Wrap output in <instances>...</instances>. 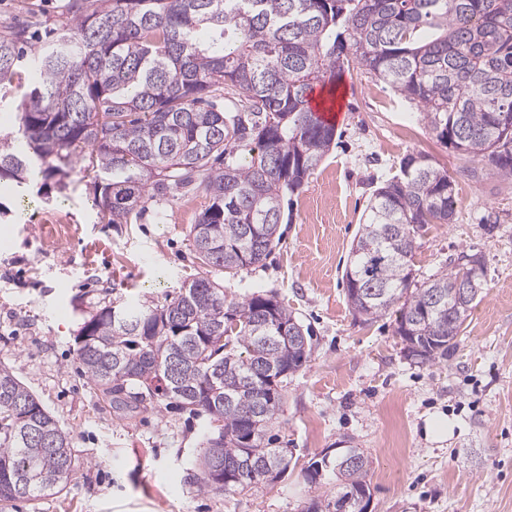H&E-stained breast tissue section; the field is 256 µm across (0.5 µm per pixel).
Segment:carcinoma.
Instances as JSON below:
<instances>
[{
	"mask_svg": "<svg viewBox=\"0 0 512 512\" xmlns=\"http://www.w3.org/2000/svg\"><path fill=\"white\" fill-rule=\"evenodd\" d=\"M68 15L28 58L26 28L0 32V86L22 65L32 80L19 137L0 138V184L66 177L79 161L109 224L136 222L147 195L202 191L210 204L190 235L203 268L235 273L271 253L283 193L335 140L309 94L353 64L416 103L439 142L512 176V0H68ZM454 197L447 171L406 156L374 190L345 269L353 313L369 322L400 305L396 334L420 363L448 357L475 302L448 317V292L477 258L464 251L410 289L414 235L452 223ZM113 310L77 336L86 377L118 408L171 399L219 423L198 460L202 490L241 492L267 466L287 472L266 434L280 383L311 355L280 338L301 335L288 307L239 302L200 276L166 305ZM73 469L69 434L0 362V512L61 491ZM369 471L358 448L324 454L306 479L332 474L336 485L307 512H336L347 497L362 512Z\"/></svg>",
	"mask_w": 512,
	"mask_h": 512,
	"instance_id": "1",
	"label": "carcinoma"
}]
</instances>
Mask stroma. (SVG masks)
Here are the masks:
<instances>
[{"mask_svg":"<svg viewBox=\"0 0 512 512\" xmlns=\"http://www.w3.org/2000/svg\"><path fill=\"white\" fill-rule=\"evenodd\" d=\"M67 0H0V30L55 26ZM337 89L336 139L290 197L261 263L210 277L237 300L273 294L307 329L311 358L282 384L271 433L291 460L279 480L241 493L200 489L193 461L217 428L167 401L109 405L77 355L84 322L117 303L160 306L200 268L189 235L205 194L150 199L134 224L102 221L91 175L38 177L32 192L0 188V361L69 433L75 469L59 493L7 512H305L320 490L305 470L353 446L371 460L370 512H512V181L437 141L416 105L363 71ZM410 154L456 182L454 220L414 243L416 283L465 251L486 276L447 359L406 357L396 311L356 320L346 297L350 246L373 191ZM443 421L445 433L430 425Z\"/></svg>","mask_w":512,"mask_h":512,"instance_id":"1","label":"stroma"}]
</instances>
